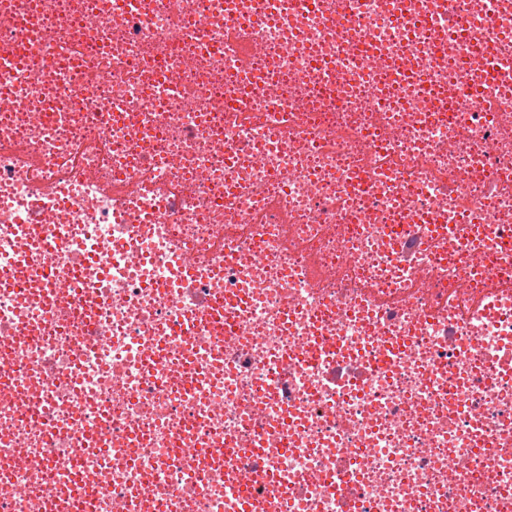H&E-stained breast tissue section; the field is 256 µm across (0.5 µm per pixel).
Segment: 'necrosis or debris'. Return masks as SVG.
<instances>
[{
	"mask_svg": "<svg viewBox=\"0 0 512 512\" xmlns=\"http://www.w3.org/2000/svg\"><path fill=\"white\" fill-rule=\"evenodd\" d=\"M504 16L9 0L0 512H512Z\"/></svg>",
	"mask_w": 512,
	"mask_h": 512,
	"instance_id": "necrosis-or-debris-1",
	"label": "necrosis or debris"
}]
</instances>
